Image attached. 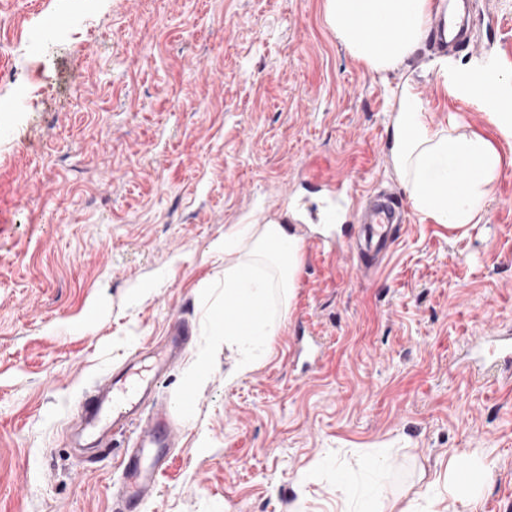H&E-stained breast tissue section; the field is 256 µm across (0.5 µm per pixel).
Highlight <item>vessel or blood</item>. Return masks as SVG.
Listing matches in <instances>:
<instances>
[{"instance_id": "b4317fda", "label": "vessel or blood", "mask_w": 512, "mask_h": 512, "mask_svg": "<svg viewBox=\"0 0 512 512\" xmlns=\"http://www.w3.org/2000/svg\"><path fill=\"white\" fill-rule=\"evenodd\" d=\"M477 43L472 26L449 17V50H472ZM329 192L337 204L348 205L355 223L362 225L364 253L376 256L385 251L398 225L405 221L402 198L378 186L358 196L340 180L330 184ZM190 341L189 323L176 320L162 348L133 357L112 378L93 384L82 396L79 414L94 427L100 451L110 450L111 434L130 436L120 461L125 480L117 496L116 512H138L150 495L181 426L195 407L191 390H183L173 405L158 393L167 369L188 349ZM474 346L482 358L490 360L507 379H512V332L498 328L482 330L475 337ZM324 352L323 339L315 331L297 337L295 355L303 372L317 369Z\"/></svg>"}]
</instances>
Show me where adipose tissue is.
Returning <instances> with one entry per match:
<instances>
[{
	"label": "adipose tissue",
	"mask_w": 512,
	"mask_h": 512,
	"mask_svg": "<svg viewBox=\"0 0 512 512\" xmlns=\"http://www.w3.org/2000/svg\"><path fill=\"white\" fill-rule=\"evenodd\" d=\"M447 0H323L326 24L350 56L379 75H394L390 88L388 157L413 208L436 223L461 229L480 223L505 158L492 133L512 137V76L490 72L483 97L488 131L457 121L433 122L410 59L424 48L434 9ZM302 240L295 225L253 214L233 225L209 251L224 258V284L208 310L215 339L235 348V375L252 370L271 349L295 298ZM486 469L452 459L445 472L447 497L428 494V512H472Z\"/></svg>",
	"instance_id": "ef3b65f1"
}]
</instances>
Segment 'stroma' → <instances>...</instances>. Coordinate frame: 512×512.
I'll return each instance as SVG.
<instances>
[{"label": "stroma", "instance_id": "obj_1", "mask_svg": "<svg viewBox=\"0 0 512 512\" xmlns=\"http://www.w3.org/2000/svg\"><path fill=\"white\" fill-rule=\"evenodd\" d=\"M323 0H0V512H113L124 436L88 461L67 428L83 392L173 321L192 345L159 392L177 400L211 356L141 512H341L336 483L378 486L379 512L477 457L489 479L475 512H512V385L467 345L512 327V165L480 223L453 231L415 210L386 255L302 249L296 297L254 370L215 343L207 248L253 212L301 211L322 229L331 198L403 193L387 158L389 86L351 58ZM54 25H46V18ZM477 50L449 69L512 72V0H478ZM44 48L24 80L10 47ZM421 91L435 121L486 128L479 90ZM325 342L318 371L292 338Z\"/></svg>", "mask_w": 512, "mask_h": 512}]
</instances>
